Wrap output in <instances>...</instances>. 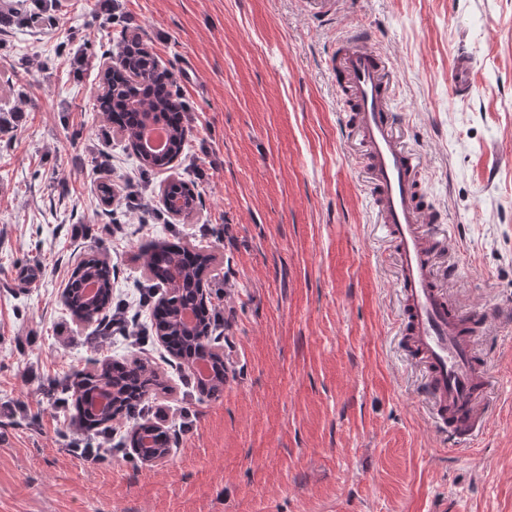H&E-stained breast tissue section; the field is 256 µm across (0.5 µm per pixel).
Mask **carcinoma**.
<instances>
[{
    "mask_svg": "<svg viewBox=\"0 0 512 512\" xmlns=\"http://www.w3.org/2000/svg\"><path fill=\"white\" fill-rule=\"evenodd\" d=\"M29 15L40 25L51 16L58 0H33ZM122 45L109 54L108 67L99 72V93L95 109L110 122L115 115L125 116L119 129L125 148L137 161L143 175L169 167L188 147L191 128L186 112L189 104L175 86L173 73L161 66L151 47L139 33L122 30ZM150 124L163 125L168 133L166 150L145 154L140 149L142 131ZM167 213L177 205L184 214L200 203L189 183L173 180L162 192ZM146 271L145 287L162 292L159 305L164 314L154 316L155 333L170 341L171 355L188 365L205 361L210 374L197 380L200 394L218 398L224 392L227 371L224 355L211 343L215 315L204 304L203 287L213 255L201 250L158 240L139 253ZM95 286L92 294L89 286ZM64 305L80 321H90L112 309V266L95 256L83 259L74 269ZM167 389L162 377L150 365L133 358L128 362L104 359L65 382L62 391L71 397L74 420L83 431L85 445L95 436L112 433L113 423L129 419L131 404H142L151 392ZM131 447L145 459L162 458L168 453L166 433L149 422L135 423L130 435Z\"/></svg>",
    "mask_w": 512,
    "mask_h": 512,
    "instance_id": "1",
    "label": "carcinoma"
}]
</instances>
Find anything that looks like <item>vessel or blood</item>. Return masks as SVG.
I'll list each match as a JSON object with an SVG mask.
<instances>
[{"label": "vessel or blood", "instance_id": "obj_1", "mask_svg": "<svg viewBox=\"0 0 512 512\" xmlns=\"http://www.w3.org/2000/svg\"><path fill=\"white\" fill-rule=\"evenodd\" d=\"M331 67L365 149L373 203L398 255L403 301V340L408 354L426 371V392L438 427L451 440L467 442L486 423L483 397L487 371L476 355L472 328L485 312L462 314L435 272L440 242L428 223L434 217L421 200L416 155L394 137L393 79L369 32L353 29L340 37ZM475 61L460 54L450 72L451 90L468 97Z\"/></svg>", "mask_w": 512, "mask_h": 512}]
</instances>
